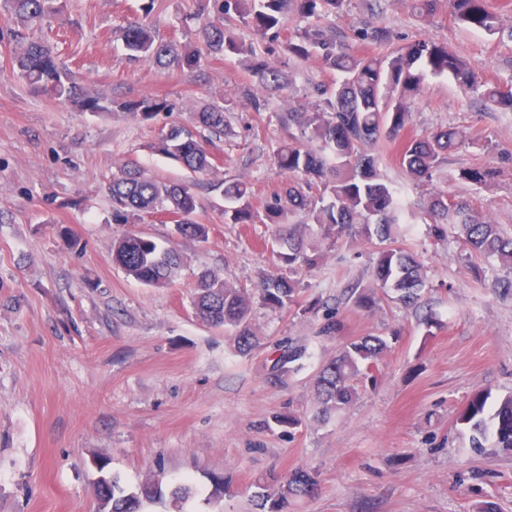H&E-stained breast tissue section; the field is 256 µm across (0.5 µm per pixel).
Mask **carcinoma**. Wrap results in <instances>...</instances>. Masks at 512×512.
<instances>
[{
  "mask_svg": "<svg viewBox=\"0 0 512 512\" xmlns=\"http://www.w3.org/2000/svg\"><path fill=\"white\" fill-rule=\"evenodd\" d=\"M415 15L424 21L435 13L440 0H410ZM154 0L142 7L144 16L133 17L122 27L130 58L143 60L160 69L191 71L202 55L238 57L253 77L243 90L249 108L257 113L267 109L269 98L287 88V77L269 60L280 51L293 60H320L336 73L332 85L312 84L308 105L291 107L284 117L288 134L273 151L274 162L288 176L273 191L261 211L252 205L253 186L244 177L220 180L214 187L224 197V222L263 224L271 228L272 255L277 265L288 268L290 276L269 275L259 288L262 305L273 312L289 308L300 282L292 275L314 269L326 247L362 240L375 245L377 259L370 286H354L349 299L356 307L372 310L379 303L378 291L390 290L407 308L417 309L428 286L424 263L411 250L398 245L400 225L410 223L397 188L382 172V162L391 154L415 183L432 186L426 215L431 234L438 240L453 230L462 240L467 259L497 258L512 269V235L478 210L472 202L455 199L434 186L447 156L479 139L469 138L458 127H448L425 136L404 137L413 120V108L430 76L449 75L465 91L480 95L493 107L512 110V85L479 80L468 61L446 43L418 38L398 47L391 46L392 33L382 27H361L351 41L372 49L357 51L336 39L324 24L338 12L343 0H203L210 14L196 30L197 42L178 45L165 41L146 20ZM16 23L25 29L43 27L62 10L60 0H6ZM454 22L464 28L494 36L500 30V16L486 0H448ZM308 19L287 39H281L283 19L290 12ZM251 28L265 50L245 43L228 31V25ZM10 69L30 88L68 102L83 112L111 110L95 92L80 86L72 74L59 65L52 49L37 41H20L11 58ZM116 108L132 118L149 123L161 113L174 110L163 97L143 95L122 101ZM229 108L200 102L193 113L194 125L172 124L151 146L160 155L180 163L190 173L209 177L217 171L215 149L231 134ZM450 179L477 188L486 187L493 171L485 166L462 168ZM195 183H171L156 179L136 167H116L105 185L112 203V223L135 224L159 213L177 219L176 233L205 241L209 228L193 219L198 201ZM113 260L129 276L149 288H165L179 275L182 257L162 250L151 239L124 234L113 245ZM254 294L250 289L227 282L213 271L198 278L192 297L200 318L213 325L233 329L237 349L248 353L259 344L250 324ZM343 322L337 312L326 313L321 326L324 336H338ZM390 348L375 335L347 342L339 354L324 365L316 378V398L324 415L350 406L361 383H376L377 361ZM306 355L302 345H288L270 372V381L283 382L298 368ZM487 400L471 401L461 415L470 432L471 445L483 447L488 437L512 448V397L485 416ZM163 477L151 474L135 491L119 485L114 477L98 482L100 512H139L145 502L163 497ZM316 477L297 470L272 493L276 496L270 512H286L289 499L310 494Z\"/></svg>",
  "mask_w": 512,
  "mask_h": 512,
  "instance_id": "cac0c4a2",
  "label": "carcinoma"
}]
</instances>
